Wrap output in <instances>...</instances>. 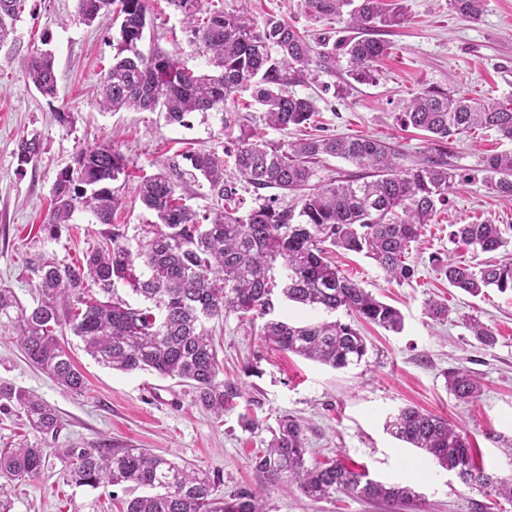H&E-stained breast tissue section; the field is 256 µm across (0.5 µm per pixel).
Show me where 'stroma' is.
I'll return each instance as SVG.
<instances>
[{
    "label": "stroma",
    "instance_id": "1",
    "mask_svg": "<svg viewBox=\"0 0 512 512\" xmlns=\"http://www.w3.org/2000/svg\"><path fill=\"white\" fill-rule=\"evenodd\" d=\"M212 3L228 13L247 11L258 24L273 14L336 39L346 26L338 18L309 20L301 0ZM402 6L406 21L385 33L390 49L374 63L369 80L355 81L340 62L335 70L293 84L291 90L314 99L321 133L386 141L401 153L404 165L412 166L432 150L427 132L403 127L397 119L412 92L434 85L483 102L512 96V0H485L475 22L450 15L448 0H402ZM148 15L143 53L160 50L189 69L206 71L205 57L189 44L181 16L167 0H148ZM116 33L111 16L89 25L80 21L77 0H26L13 36L0 47V286L11 289L23 306H32L35 293L26 270L30 253L43 250L74 262L107 230L78 210L59 240L44 241L39 231L56 175L73 165L79 149L110 140L127 159L125 205L115 221L125 225L130 237L154 220L136 195L142 176L180 162L182 152L192 147L224 151L221 123L211 113L193 114L183 126L167 123L157 111L100 110L99 86L112 64ZM45 50L54 58L57 76L53 99L43 97L24 75L26 58ZM60 112L71 113V122L59 123ZM34 135L41 139V152L33 165L18 171L17 143ZM510 150L512 142L482 128L449 145V162L472 179L450 189L447 206L424 227L409 255L415 269L411 282L388 280L365 255L334 252L345 276L404 318L397 333L360 323L369 346L360 364L332 369L265 342L262 319L225 316L215 336L224 376L245 383L251 396L262 401L256 412L258 428L241 425L240 416L248 409L245 399H238L224 416H215L195 406L190 388L176 380L101 366L68 331L63 341L86 380L81 393L63 390L34 368L6 331H0V383L33 392L57 409L62 420L58 446L106 438L123 448L149 449L215 476L213 496L219 502L247 488L263 497L266 512H398L343 493L330 501H314L288 479L270 481L258 475L251 459L266 448L279 419L288 414L307 427V466L339 459L365 470L373 480L412 485L420 496L416 512H512V503L463 483L456 472L442 469L422 450L385 430L386 419L408 406L448 418L467 435L487 473L512 477V292L489 288L484 295L469 296L449 286L431 262L435 256L472 266L486 261V254L450 239L451 225H512V198L500 197L476 176L482 156ZM431 299L447 304V320L427 315ZM468 316L493 331L494 346L471 334L464 324ZM456 367L480 380L477 398L462 401L449 391L446 374ZM132 496L120 486L109 492L71 485L64 463L53 457L40 474L16 484L12 512H122Z\"/></svg>",
    "mask_w": 512,
    "mask_h": 512
}]
</instances>
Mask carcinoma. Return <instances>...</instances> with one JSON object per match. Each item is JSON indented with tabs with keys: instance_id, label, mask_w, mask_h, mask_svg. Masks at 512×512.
<instances>
[{
	"instance_id": "cac0c4a2",
	"label": "carcinoma",
	"mask_w": 512,
	"mask_h": 512,
	"mask_svg": "<svg viewBox=\"0 0 512 512\" xmlns=\"http://www.w3.org/2000/svg\"><path fill=\"white\" fill-rule=\"evenodd\" d=\"M25 0H0V47L14 32ZM182 15L189 43L207 58L211 73L180 66L167 53L146 56L139 45L147 27V0H78L79 15L93 23L110 14L119 23L112 66L101 82L99 107L160 111L169 123L187 124L192 114L216 112L228 140L224 155L232 159L235 177L225 176V160L216 153L194 150L183 156L190 169L176 163L169 171L142 178L137 195L156 222L144 224L129 239L113 223L124 196L113 183L126 174L127 159L112 144L82 148L75 166L61 170L52 186L51 208L42 231L56 241L77 209L108 224L104 241L77 262L64 263L45 252L26 260L37 297L21 305L13 291L0 287V330H9L31 364L64 390L78 393L83 374L59 341L68 328L99 364L122 372L152 371L178 378L193 388L194 402L221 417L234 408L244 391L219 378L224 369L212 330L205 323L235 313L266 318L265 341L282 350L333 369L358 365L367 341L351 324L340 320L295 323L274 315L275 294L295 304L332 314L355 313L387 330L402 329L400 312L344 276L332 260L338 249L365 253L387 276L408 281L406 264L412 244L448 204V190L469 181V175L448 164L442 145L479 126L512 141V100L481 103L464 94L428 86L404 101L399 120L431 134L440 147L420 164L406 168L401 154L388 143L369 137L312 136L287 142L265 140L240 122L228 106L234 89L247 86L277 130L315 122V102L288 91L295 79L336 68L345 58L357 81L386 55L389 43L376 37L383 28L405 21L402 6L385 0H302L312 20L346 18L354 35L339 42L314 40L296 25L269 15L262 25L222 10L203 12L204 0H167ZM484 0H448L449 13L476 21ZM25 75L45 97L57 95V77L50 52L28 57ZM40 141L21 140L15 152L18 171L38 157ZM345 160L364 170L361 175L323 181L316 166L325 158ZM482 180L497 194L512 196V152L482 158ZM203 179L220 200L202 213L177 195L185 177ZM253 189L259 204L240 213L237 183ZM277 189L299 194L300 208L283 207ZM450 236L481 253L508 246L500 225L488 221L457 224ZM284 270L280 282L271 275L275 264ZM448 283L471 296L496 287L512 291V261L486 262L482 267L450 262ZM127 283L140 303L132 305L116 292ZM448 389L468 401L482 386L471 371L448 370ZM17 410L33 437L22 436L0 451V512H12L13 483L38 473L58 457L67 463V479L93 489L125 486L146 490L127 502L125 512H265L262 497L250 489L231 493L224 505L212 498L215 480L164 456L140 448H118L108 439L72 442L54 447L61 427L56 409L34 394L0 383V410ZM396 439L428 454L453 471L512 502V478L499 479L475 461L467 437L448 419L404 407L386 421ZM307 426L285 415L263 452L252 460L254 470L268 478L288 480L312 500H331L338 493L388 504L413 512L418 494L410 486L386 485L339 460L305 464Z\"/></svg>"
}]
</instances>
